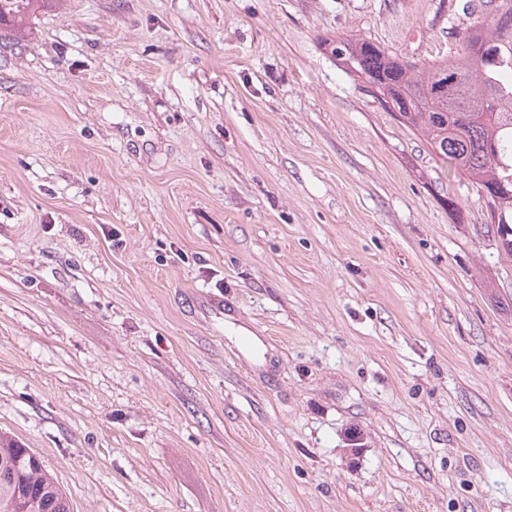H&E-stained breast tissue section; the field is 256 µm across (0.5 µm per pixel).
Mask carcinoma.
<instances>
[{
	"label": "carcinoma",
	"mask_w": 512,
	"mask_h": 512,
	"mask_svg": "<svg viewBox=\"0 0 512 512\" xmlns=\"http://www.w3.org/2000/svg\"><path fill=\"white\" fill-rule=\"evenodd\" d=\"M57 0H0V31L21 34L30 16ZM512 0H495L472 18L460 53L432 63L405 60L363 38L330 42L345 71L428 141L442 162L466 176L485 203L512 180ZM497 224L512 256V195L496 203ZM0 512H72L68 498L29 448L0 435Z\"/></svg>",
	"instance_id": "1"
}]
</instances>
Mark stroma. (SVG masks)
<instances>
[{"label": "stroma", "mask_w": 512, "mask_h": 512, "mask_svg": "<svg viewBox=\"0 0 512 512\" xmlns=\"http://www.w3.org/2000/svg\"><path fill=\"white\" fill-rule=\"evenodd\" d=\"M466 0H64L0 38V434L73 512H512V257L327 43Z\"/></svg>", "instance_id": "stroma-1"}]
</instances>
